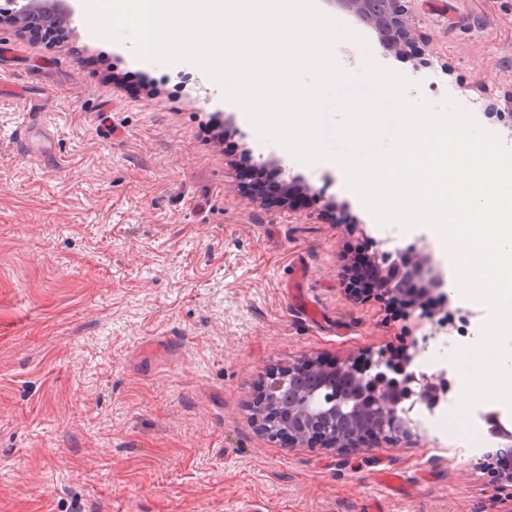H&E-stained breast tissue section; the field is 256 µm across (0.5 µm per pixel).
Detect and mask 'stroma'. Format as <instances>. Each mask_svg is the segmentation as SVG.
Listing matches in <instances>:
<instances>
[{"label": "stroma", "mask_w": 512, "mask_h": 512, "mask_svg": "<svg viewBox=\"0 0 512 512\" xmlns=\"http://www.w3.org/2000/svg\"><path fill=\"white\" fill-rule=\"evenodd\" d=\"M416 17L419 53L374 57L512 134V0H441ZM155 77L131 98L112 65ZM219 114L252 160L279 153L195 65L136 59L81 29L45 45L0 21V512H512V484L460 438L356 452L259 433L268 370L405 351L473 305L392 314L340 276L351 248H427L428 228L379 226L333 163L285 158L280 179L321 197L267 208L204 127ZM54 134L45 154L18 134ZM401 476L390 484L386 473Z\"/></svg>", "instance_id": "35a3bbf8"}]
</instances>
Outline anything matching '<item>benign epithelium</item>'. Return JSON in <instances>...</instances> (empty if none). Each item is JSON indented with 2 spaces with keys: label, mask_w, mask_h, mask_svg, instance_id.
I'll use <instances>...</instances> for the list:
<instances>
[{
  "label": "benign epithelium",
  "mask_w": 512,
  "mask_h": 512,
  "mask_svg": "<svg viewBox=\"0 0 512 512\" xmlns=\"http://www.w3.org/2000/svg\"><path fill=\"white\" fill-rule=\"evenodd\" d=\"M326 2L360 25L375 15L382 47L395 53L417 43L413 5L434 10V0ZM382 256L389 266L379 269L380 294L402 293L403 284L424 294L444 285V273L423 250L385 251ZM419 354L418 348L406 352L399 363L383 358L333 365L312 360L274 370L253 403L254 421L263 434H288V444L295 447L317 442L329 450L354 449L370 440L426 437L428 432L412 409L417 404L427 410L443 404L452 392V381L446 370L428 375L412 368Z\"/></svg>",
  "instance_id": "obj_1"
}]
</instances>
